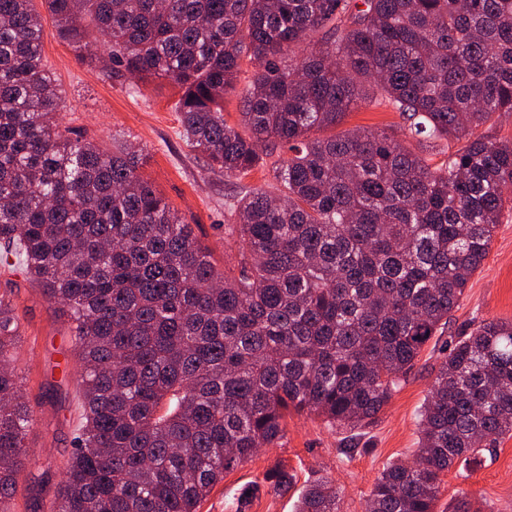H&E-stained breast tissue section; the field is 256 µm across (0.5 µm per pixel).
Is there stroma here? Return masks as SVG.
<instances>
[{
    "label": "stroma",
    "mask_w": 512,
    "mask_h": 512,
    "mask_svg": "<svg viewBox=\"0 0 512 512\" xmlns=\"http://www.w3.org/2000/svg\"><path fill=\"white\" fill-rule=\"evenodd\" d=\"M42 54L62 90L60 116L77 135L102 149L130 143L142 151L141 171L186 223L198 242L221 266L233 265L236 249L225 247L224 197L234 188L268 190L271 172L256 168L238 185L225 183L220 170L180 134L175 104L180 88L164 79L139 81L130 92L127 81L80 61L57 36L51 16L43 18ZM342 129L384 130L402 136L403 120L385 107L349 112ZM10 291L21 318V346L15 365L25 379L36 424L28 442L43 474L38 487L18 480L12 512H52L62 472L73 450L79 419L81 368L74 358L68 323L45 301L39 288L22 277L0 275V292ZM512 320V212L503 215L480 271L470 279L442 335L421 351L406 382L375 421L354 433L329 427L307 414L288 418L285 437L260 448L249 461L225 473L201 502L198 512H295L300 491L326 477L341 492V512H367V498L382 469L410 461L418 442V415L451 341L472 324ZM283 470L290 488L275 487L269 476ZM483 499L491 512H512V437L499 439L469 465L453 467L443 477L439 512L462 492Z\"/></svg>",
    "instance_id": "stroma-1"
}]
</instances>
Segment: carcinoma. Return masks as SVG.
I'll use <instances>...</instances> for the list:
<instances>
[{
    "label": "carcinoma",
    "instance_id": "1",
    "mask_svg": "<svg viewBox=\"0 0 512 512\" xmlns=\"http://www.w3.org/2000/svg\"><path fill=\"white\" fill-rule=\"evenodd\" d=\"M94 66L181 89V135L231 181L241 242L220 269L125 144L108 154L58 119L32 0H0V273L42 288L82 360V421L53 512H198L288 415L351 431L382 410L482 267L512 196V141L474 131L512 112V0H44ZM252 66L240 85L244 62ZM240 97L245 135L224 121ZM385 102L404 136L334 129ZM288 146L291 157L277 154ZM0 294V512L34 426ZM416 458L381 472L368 512H436L444 473L512 436V322L456 337L421 411ZM325 480L296 512H341Z\"/></svg>",
    "mask_w": 512,
    "mask_h": 512
}]
</instances>
